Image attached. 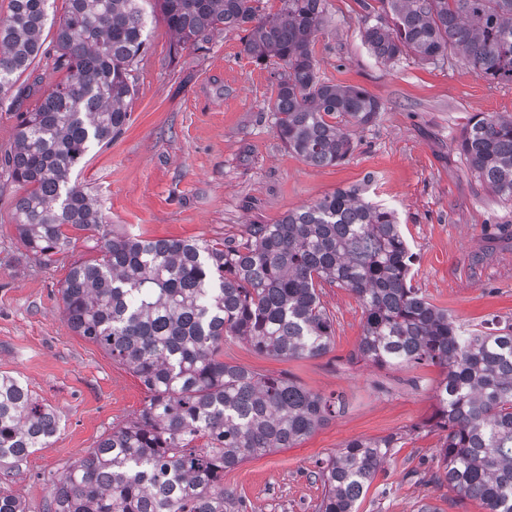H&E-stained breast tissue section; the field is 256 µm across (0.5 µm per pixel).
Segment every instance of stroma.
I'll list each match as a JSON object with an SVG mask.
<instances>
[{
	"label": "stroma",
	"instance_id": "obj_1",
	"mask_svg": "<svg viewBox=\"0 0 512 512\" xmlns=\"http://www.w3.org/2000/svg\"><path fill=\"white\" fill-rule=\"evenodd\" d=\"M136 66L130 119L107 143L91 144L71 178L99 203L113 233L142 238L240 241L248 224H272L336 189L393 209L415 255L412 284L470 328L512 325V202L472 172L458 144L470 117L512 116V83L484 77L464 59L428 63L378 59L364 42L361 0H326L313 45L319 78L358 86L380 105L376 120L351 128L353 150L339 165L314 167L286 148L269 99L283 64L255 62L242 31L214 33L171 55L174 37L155 0ZM65 72L37 57L20 85L32 96L0 99V156L13 149L11 104L33 106ZM23 190L0 169V371L18 376L61 427L48 447L0 471V489L43 512L53 482L100 438L135 420L147 391L63 317L59 290L74 262L97 258L77 239L43 264L21 244L14 206ZM335 342L317 358H276L224 342L225 362L289 377L345 410L292 448L253 457L224 473L227 512H315L324 488L318 464L356 438L397 436L359 512H485L438 480L440 431L430 428L442 376L435 365L378 368L356 361L364 313L347 288H323Z\"/></svg>",
	"mask_w": 512,
	"mask_h": 512
}]
</instances>
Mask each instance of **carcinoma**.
Wrapping results in <instances>:
<instances>
[{"instance_id":"obj_1","label":"carcinoma","mask_w":512,"mask_h":512,"mask_svg":"<svg viewBox=\"0 0 512 512\" xmlns=\"http://www.w3.org/2000/svg\"><path fill=\"white\" fill-rule=\"evenodd\" d=\"M48 0H10L0 20V93L41 53ZM177 42L242 30L243 51L283 62L269 109L283 144L306 163L335 166L352 151L350 126L374 122L378 101L357 86L319 79L312 45L325 0H158ZM392 22L365 27L383 61H422L454 48L483 76L512 83V0H381ZM139 0H66L55 68L69 76L33 109L16 113L14 149L0 167L24 187L15 203L23 246L48 263L68 231H89L100 257L74 263L59 289L70 328L127 365L148 399L54 482L45 512H224V471L292 448L343 408L290 378L221 359L224 338L278 358H313L334 343L322 285L350 289L365 315L356 358L378 367L432 364L429 424L444 432L448 486L486 512H512V326L467 330L410 285L414 256L394 210L338 189L274 224H251L234 244L114 236L96 200L71 181L93 141L129 120L135 68L146 52ZM459 149L500 198L512 201V117L471 116ZM57 415L20 378L0 374V465L46 448ZM203 445H197L198 441ZM397 438L353 439L322 461L318 512H357ZM153 473L142 480L137 467ZM0 512H26L0 490Z\"/></svg>"}]
</instances>
